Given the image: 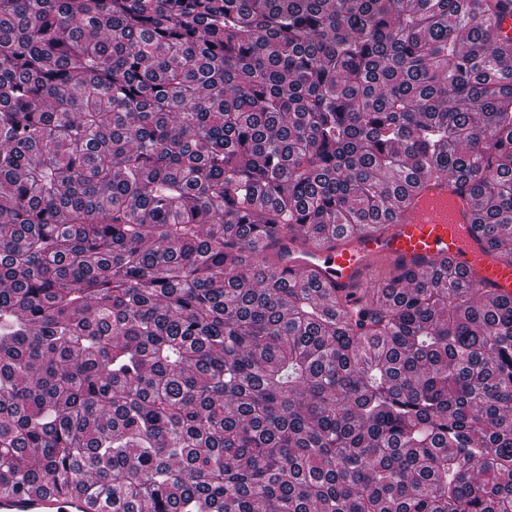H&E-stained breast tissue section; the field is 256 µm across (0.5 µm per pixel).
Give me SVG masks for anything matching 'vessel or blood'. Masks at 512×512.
I'll return each mask as SVG.
<instances>
[{"mask_svg": "<svg viewBox=\"0 0 512 512\" xmlns=\"http://www.w3.org/2000/svg\"><path fill=\"white\" fill-rule=\"evenodd\" d=\"M478 210L469 191L434 179L410 204L396 203L385 226L343 239L302 247L283 237L288 252L279 263L284 279L317 271L325 287L361 302L371 269L384 264L403 272L446 260L476 287L512 294V254L489 251L476 225ZM0 512H87L83 500L49 491L0 495Z\"/></svg>", "mask_w": 512, "mask_h": 512, "instance_id": "vessel-or-blood-1", "label": "vessel or blood"}]
</instances>
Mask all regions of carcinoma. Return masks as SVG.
Listing matches in <instances>:
<instances>
[{
  "mask_svg": "<svg viewBox=\"0 0 512 512\" xmlns=\"http://www.w3.org/2000/svg\"><path fill=\"white\" fill-rule=\"evenodd\" d=\"M512 0H0V493L512 512V296L273 250L434 178L512 228ZM407 284L405 288L395 286Z\"/></svg>",
  "mask_w": 512,
  "mask_h": 512,
  "instance_id": "carcinoma-1",
  "label": "carcinoma"
}]
</instances>
